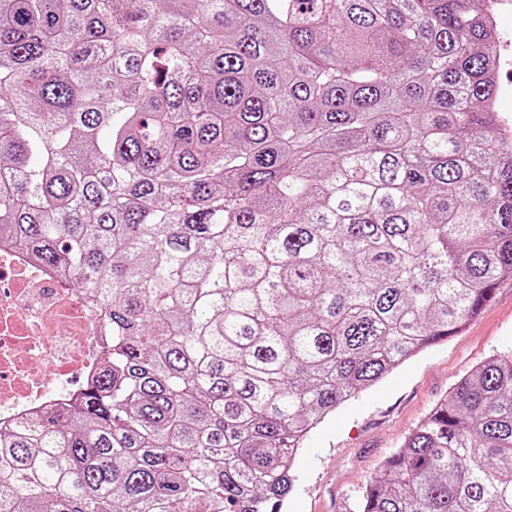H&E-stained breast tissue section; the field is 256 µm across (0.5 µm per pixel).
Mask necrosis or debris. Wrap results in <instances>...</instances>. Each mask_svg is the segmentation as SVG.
Masks as SVG:
<instances>
[{
	"label": "necrosis or debris",
	"mask_w": 512,
	"mask_h": 512,
	"mask_svg": "<svg viewBox=\"0 0 512 512\" xmlns=\"http://www.w3.org/2000/svg\"><path fill=\"white\" fill-rule=\"evenodd\" d=\"M108 342L99 313L26 251L0 246V426L74 404Z\"/></svg>",
	"instance_id": "necrosis-or-debris-1"
}]
</instances>
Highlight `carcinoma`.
Wrapping results in <instances>:
<instances>
[{"label": "carcinoma", "mask_w": 512, "mask_h": 512, "mask_svg": "<svg viewBox=\"0 0 512 512\" xmlns=\"http://www.w3.org/2000/svg\"><path fill=\"white\" fill-rule=\"evenodd\" d=\"M473 0H0V241L112 352L0 429V512H280L306 434L512 278ZM359 512H512V351Z\"/></svg>", "instance_id": "cac0c4a2"}]
</instances>
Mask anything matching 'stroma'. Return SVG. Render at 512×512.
<instances>
[{
	"instance_id": "1",
	"label": "stroma",
	"mask_w": 512,
	"mask_h": 512,
	"mask_svg": "<svg viewBox=\"0 0 512 512\" xmlns=\"http://www.w3.org/2000/svg\"><path fill=\"white\" fill-rule=\"evenodd\" d=\"M512 351V279L457 335L411 358L388 379L346 401L304 439L283 512H357L382 461L454 385L487 358Z\"/></svg>"
}]
</instances>
